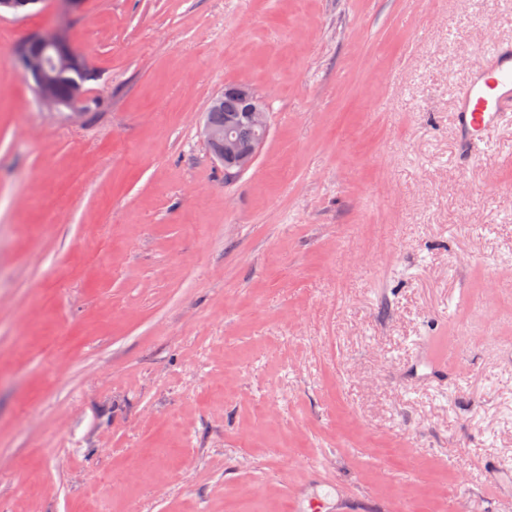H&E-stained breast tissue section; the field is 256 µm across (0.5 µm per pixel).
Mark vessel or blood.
<instances>
[{
  "mask_svg": "<svg viewBox=\"0 0 512 512\" xmlns=\"http://www.w3.org/2000/svg\"><path fill=\"white\" fill-rule=\"evenodd\" d=\"M512 113V43L493 39L484 64L473 70L455 100L457 133L468 154L487 145L490 129Z\"/></svg>",
  "mask_w": 512,
  "mask_h": 512,
  "instance_id": "1",
  "label": "vessel or blood"
}]
</instances>
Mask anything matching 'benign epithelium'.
<instances>
[{"label":"benign epithelium","mask_w":512,"mask_h":512,"mask_svg":"<svg viewBox=\"0 0 512 512\" xmlns=\"http://www.w3.org/2000/svg\"><path fill=\"white\" fill-rule=\"evenodd\" d=\"M18 69L50 106L77 110L84 101L88 61L63 30L30 36L20 48ZM226 97L237 106L224 112V121L216 122L210 110L224 107ZM269 129V112L261 99L248 86L237 84L211 98L200 135L213 158L224 166L225 176L232 178L252 167Z\"/></svg>","instance_id":"obj_1"}]
</instances>
